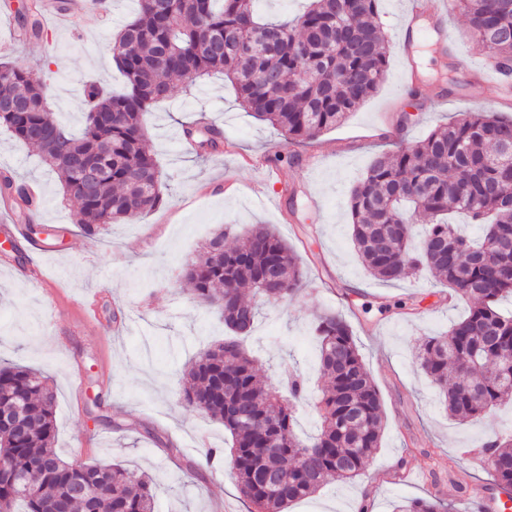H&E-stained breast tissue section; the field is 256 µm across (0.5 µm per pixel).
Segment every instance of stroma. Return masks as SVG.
Returning a JSON list of instances; mask_svg holds the SVG:
<instances>
[{"instance_id":"stroma-1","label":"stroma","mask_w":512,"mask_h":512,"mask_svg":"<svg viewBox=\"0 0 512 512\" xmlns=\"http://www.w3.org/2000/svg\"><path fill=\"white\" fill-rule=\"evenodd\" d=\"M31 2L0 0V42L15 43L16 64L51 61V108L80 130L85 81L124 87L110 45L133 0H111L110 24L93 11L71 27L51 18L46 40L21 43L15 13ZM404 7L405 0H382L389 59L379 90L302 147L246 112L222 76L200 81L190 95L175 91L146 117L164 174L162 205L97 238L80 232L76 205L64 200L57 174L36 150L0 128V170L39 192L37 221L50 229L38 255L25 241L0 236V360L46 371L63 460L145 473L155 512H250L227 467L202 464L207 449L223 447V425L182 401L185 364L221 342L225 328L216 309L191 304L177 276L222 226L269 224L301 256L306 278L294 300L265 303L243 340L261 380L277 385L278 363L291 358L319 385L314 326L319 316L337 313L354 331L384 410L381 446L364 474L328 484L288 512H355L364 498L374 512H392L398 502L437 493L452 499L454 512H468L493 485L476 454L489 426L512 430V404L480 420L455 421L416 365L423 341L446 331L468 302L425 274L395 285L375 280L351 242L347 196L376 154L422 139L459 113L512 115L491 85L466 17L456 12L448 16L455 54H423L425 94L410 96L400 83L396 29ZM203 118L223 132L224 151L202 156L183 142V125ZM277 154L282 162H274ZM34 264L41 270L36 278L29 273ZM92 297L101 304L93 327L80 310Z\"/></svg>"}]
</instances>
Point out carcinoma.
Instances as JSON below:
<instances>
[{"mask_svg": "<svg viewBox=\"0 0 512 512\" xmlns=\"http://www.w3.org/2000/svg\"><path fill=\"white\" fill-rule=\"evenodd\" d=\"M255 0H137L133 16L112 39V59L126 79L121 92L95 81L82 85L84 127L74 133L48 104L49 85L34 69L0 61V100L22 104L0 112V126L35 148L61 179L63 198L78 205V226L96 237L110 226L154 210L162 172L147 142L146 116L176 88L222 72L235 85L245 110L269 123L294 145L340 124L380 87L387 66L386 39L377 25L382 0H311L300 16L261 21ZM488 58L512 67V0H453ZM24 35L44 37L41 16L17 12ZM198 151L216 152L223 137L214 127ZM512 117L467 112L413 143L374 158L352 189L348 208L352 242L367 271L395 283L419 269L466 297L465 317L427 338L417 358L444 396L448 415L478 419L512 402V313L498 304L512 298ZM92 158L97 176L87 183L80 166ZM0 193L12 199L30 234L47 232L33 222L39 205L26 186L0 176ZM428 219L418 246L409 210ZM459 211L484 226L479 241L442 216ZM231 224L187 262L181 276L201 306L215 307L229 335L186 369L185 406L221 422L230 437L232 478L258 512H284L330 481L360 476L380 448L382 400L348 323L319 318L318 364L326 386L310 394L292 369L270 388L255 373V360L240 336L248 333L264 301L285 300L305 274L299 256L267 224H257L227 249ZM275 273L279 287H267ZM311 406L318 433L299 438L295 413ZM0 512H46L62 502L87 512L71 495L77 481L97 482L102 503L116 512H154L149 478L112 464L88 463L72 471L55 451V396L42 372L0 363ZM479 465L512 493V433H493L478 453ZM393 512H452L433 495Z\"/></svg>", "mask_w": 512, "mask_h": 512, "instance_id": "obj_1", "label": "carcinoma"}]
</instances>
